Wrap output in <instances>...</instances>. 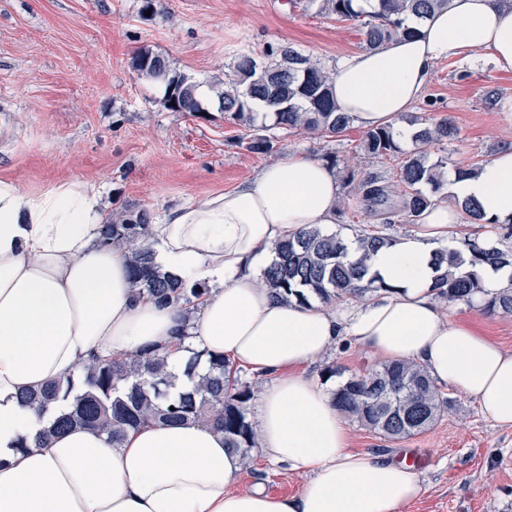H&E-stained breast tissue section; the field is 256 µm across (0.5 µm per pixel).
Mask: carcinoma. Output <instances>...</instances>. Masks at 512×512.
Returning a JSON list of instances; mask_svg holds the SVG:
<instances>
[{
    "label": "carcinoma",
    "instance_id": "obj_1",
    "mask_svg": "<svg viewBox=\"0 0 512 512\" xmlns=\"http://www.w3.org/2000/svg\"><path fill=\"white\" fill-rule=\"evenodd\" d=\"M371 10L354 8L353 0H322L321 8L341 21H361L363 47L377 50L384 43L408 31L406 20L426 18L448 0H365ZM271 60L258 64L248 54L233 62L232 78L218 94V109L231 118L254 125L255 107L274 116V125L286 131H308L322 136L343 133L351 123L334 103L329 72L290 46L269 51ZM132 70L140 77L165 86L164 101L172 112L193 115L204 111L198 84L171 69L169 61L142 49L131 59ZM457 136L453 122L442 118L421 122L412 135L420 151L402 162L396 180L382 184L375 175L349 176V199L380 216L383 223L401 217L415 223L431 204L421 189L440 186V168L445 161L426 162L423 149ZM246 148L255 154H268L274 144L270 137L255 134ZM360 150L373 158L398 150L389 126L365 132ZM399 197V204L391 203ZM152 215L117 213L104 225L107 244L124 245L131 252L130 273L138 293L166 304H187L202 295L201 288L164 275L153 264L151 253L142 246L149 236ZM360 247L370 252L393 238L379 232L356 236ZM278 261L265 272V284L276 293H288L304 302L316 298L326 304L342 300H362L382 289L368 277L364 259H348L349 245L337 233H327L318 224L307 225L293 238L276 246ZM437 266L453 268L435 279L439 298L449 302L471 303L483 293L476 267L481 264L512 266V248H486L477 241L466 243V251L441 249ZM486 312L512 315V288H506L482 304ZM170 381L161 364L151 358L99 362L80 370L77 378L47 384L23 397L27 404L42 409L58 402H70L50 432L63 433L73 427L97 429L112 444L122 442L129 428L158 423H180L189 418L211 419L224 431V444L249 456L256 432L247 420V408L254 397L251 382L242 379L224 358L209 359L207 375L193 389L175 401L168 400ZM338 410L345 416L388 438H403L432 426L447 405L427 369L415 361H393L377 365L362 375L350 377L335 393Z\"/></svg>",
    "mask_w": 512,
    "mask_h": 512
}]
</instances>
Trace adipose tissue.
<instances>
[{
	"label": "adipose tissue",
	"mask_w": 512,
	"mask_h": 512,
	"mask_svg": "<svg viewBox=\"0 0 512 512\" xmlns=\"http://www.w3.org/2000/svg\"><path fill=\"white\" fill-rule=\"evenodd\" d=\"M409 28L330 74L339 110L363 129L409 112L439 62L478 55L512 71L506 0H448ZM468 203L485 223H512V146L450 177L411 233L372 255L379 295L346 311L281 302L262 281L275 245L335 223L340 208L335 171L288 155L152 225L160 270L207 289L188 318L138 296L125 255L103 242L100 186L73 180L29 195L0 179V512H402L420 494L416 473L351 451L331 394L306 368L346 338L381 359L423 364L512 425V352L452 318L432 290L435 254L459 237ZM198 352L266 377L258 446L271 462L309 472L298 495L237 492L241 458L212 423H150L115 446L89 428L43 436L56 408L22 401L86 364L131 354L165 359L174 399L190 388L185 363Z\"/></svg>",
	"instance_id": "obj_1"
}]
</instances>
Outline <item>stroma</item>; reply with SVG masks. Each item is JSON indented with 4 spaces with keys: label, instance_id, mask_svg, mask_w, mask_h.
Returning <instances> with one entry per match:
<instances>
[{
    "label": "stroma",
    "instance_id": "35a3bbf8",
    "mask_svg": "<svg viewBox=\"0 0 512 512\" xmlns=\"http://www.w3.org/2000/svg\"><path fill=\"white\" fill-rule=\"evenodd\" d=\"M151 10H144V2ZM290 46L334 69L362 49L361 28L318 13L310 0H0V179L28 194L45 193L80 179L104 187L111 210H149L154 219L208 194L234 188L263 166L296 152L325 161L335 156L340 184L351 170L394 180L413 144L375 159H355L363 129L349 126L337 137L314 138L267 126L272 153L248 151V126L219 112L217 105L192 116L168 111L164 86L137 77L133 54L148 48L215 95L238 53L263 63L269 48ZM512 96V71L483 59L438 63L422 97L403 115L451 117L457 140L428 150L429 161L448 168L478 165L512 145V126L487 91ZM382 229L392 238L412 224L382 226L362 206L341 205L332 229L341 236ZM449 313L475 323L512 351V317L453 302ZM376 358L348 346L330 349L310 367L325 377L335 368L337 384L375 366ZM448 400L440 419L424 432L389 439L347 421L352 450L397 460L405 451L428 456L418 473L421 493L403 512H512V427L485 414L467 394L443 387ZM250 469L235 489L262 487L273 496L297 494L308 472L268 461L253 448Z\"/></svg>",
    "mask_w": 512,
    "mask_h": 512
}]
</instances>
